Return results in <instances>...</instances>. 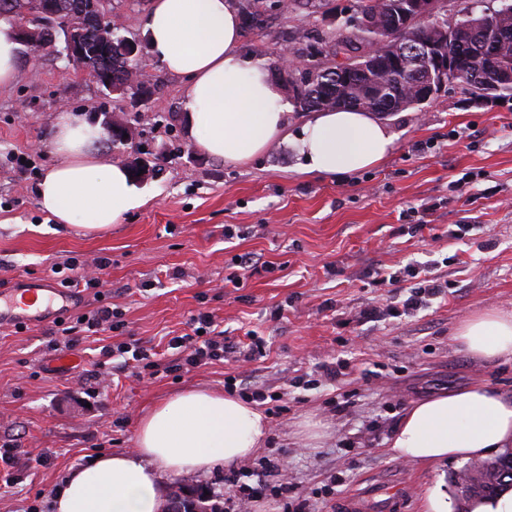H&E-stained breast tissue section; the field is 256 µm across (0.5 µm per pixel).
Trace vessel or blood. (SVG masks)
<instances>
[{
  "mask_svg": "<svg viewBox=\"0 0 512 512\" xmlns=\"http://www.w3.org/2000/svg\"><path fill=\"white\" fill-rule=\"evenodd\" d=\"M69 292L39 283L25 288H10L0 292V326L44 323L58 312L67 311Z\"/></svg>",
  "mask_w": 512,
  "mask_h": 512,
  "instance_id": "vessel-or-blood-1",
  "label": "vessel or blood"
}]
</instances>
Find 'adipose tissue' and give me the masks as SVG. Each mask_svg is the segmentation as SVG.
<instances>
[{
  "label": "adipose tissue",
  "instance_id": "ef3b65f1",
  "mask_svg": "<svg viewBox=\"0 0 512 512\" xmlns=\"http://www.w3.org/2000/svg\"><path fill=\"white\" fill-rule=\"evenodd\" d=\"M154 59L187 88L181 120L199 149L243 164L272 145L291 144L308 173L349 174L377 165L394 136L373 113L323 110L297 135L291 105L265 64L241 48V16L231 0H152L144 20ZM22 45L0 17V89L18 79ZM51 148L59 161L37 186L43 211L59 223L110 228L143 197L125 166L103 162L106 129L66 111ZM455 340L470 356L512 361V313L488 309L462 322ZM269 423L255 404L214 389H192L147 409L135 451L100 456L72 471L52 499L53 512H162L165 473L206 472L251 457ZM512 445V397L472 385L413 404L390 442L398 458L431 467L482 460Z\"/></svg>",
  "mask_w": 512,
  "mask_h": 512
}]
</instances>
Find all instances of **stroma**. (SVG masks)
Returning a JSON list of instances; mask_svg holds the SVG:
<instances>
[{"label": "stroma", "instance_id": "35a3bbf8", "mask_svg": "<svg viewBox=\"0 0 512 512\" xmlns=\"http://www.w3.org/2000/svg\"><path fill=\"white\" fill-rule=\"evenodd\" d=\"M151 0H111L119 32L146 43ZM327 34L321 13H269L245 33L251 54L294 52L295 31ZM139 66L153 94L136 104L103 91L55 54L25 48L16 83L0 90V289L16 280L63 285L66 259L110 264L101 289H81L61 322L0 327V446L41 455L0 493V512H51L65 475L102 453L131 452L137 422L153 403L181 391L258 388L270 434L248 467L287 457V498L266 491L253 512H338L349 495L404 482L400 512H421V490L453 484L460 463L432 468L394 457L389 442L414 403L483 384L512 395V363L466 354L456 327L490 307L512 312V97L495 101L461 85L424 107L387 116V157L363 172H300L293 150L272 145L239 166L201 153L184 131L186 82L148 51ZM87 119L119 113L131 129L125 149L103 141L108 162L139 159L150 173L142 206L118 224L89 231L55 223L36 187L55 163L50 150L63 111ZM237 230L224 236L225 227ZM264 266L244 273L236 259ZM442 291L424 293L426 278ZM419 308H406L411 294ZM102 305L118 312L113 331L81 336L76 367L55 371L61 325ZM211 313L233 341L256 336L262 353L182 371H116L103 347L128 339L157 345L188 333ZM319 424L311 440L307 424Z\"/></svg>", "mask_w": 512, "mask_h": 512}]
</instances>
